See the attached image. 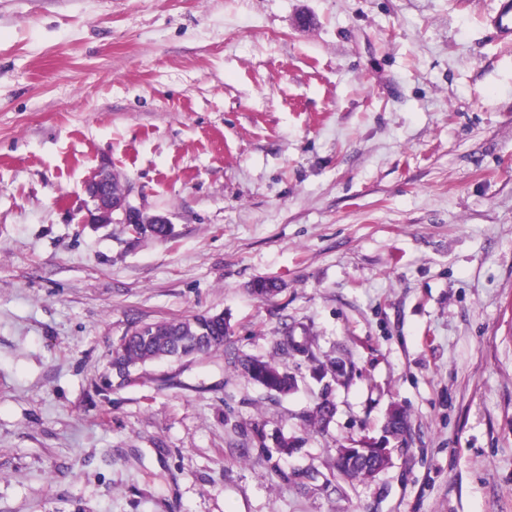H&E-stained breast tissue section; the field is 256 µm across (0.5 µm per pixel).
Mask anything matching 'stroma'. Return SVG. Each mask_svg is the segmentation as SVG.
Masks as SVG:
<instances>
[{"mask_svg":"<svg viewBox=\"0 0 512 512\" xmlns=\"http://www.w3.org/2000/svg\"><path fill=\"white\" fill-rule=\"evenodd\" d=\"M495 0H0V512H512V41ZM110 166L159 241L83 223ZM283 281L273 299L248 291ZM225 348L109 383L130 322ZM349 354L274 398L284 324ZM410 431L345 482L339 445ZM296 437L280 456L245 432ZM314 468L322 479L302 484ZM330 486H323V479ZM499 7L495 15L489 17L490 24L503 38L512 40V1L498 0ZM298 328L301 329L302 336L295 335ZM277 349L289 359L308 363L317 382L321 383L329 378L320 389L312 410L302 415L304 425L316 431L325 430L336 414V403L333 399L336 385L347 387L350 384L352 363L343 358H327L326 361H321L317 356L314 340L308 335L304 325L287 326L277 342ZM234 364L269 394L287 396L297 388L296 376L276 362L235 355Z\"/></svg>","mask_w":512,"mask_h":512,"instance_id":"1","label":"stroma"}]
</instances>
